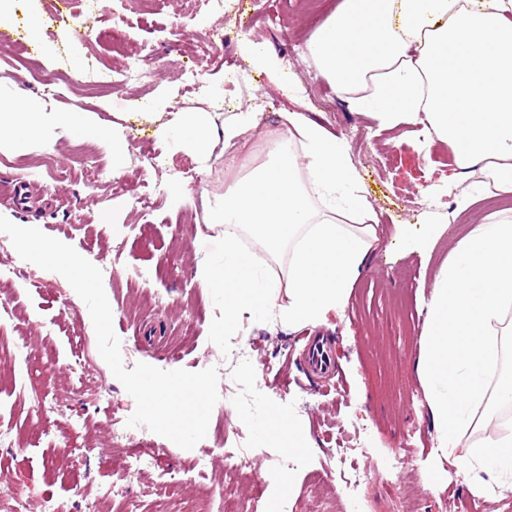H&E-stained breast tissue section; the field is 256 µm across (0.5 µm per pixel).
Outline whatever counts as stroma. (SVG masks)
Here are the masks:
<instances>
[{
    "instance_id": "35a3bbf8",
    "label": "stroma",
    "mask_w": 512,
    "mask_h": 512,
    "mask_svg": "<svg viewBox=\"0 0 512 512\" xmlns=\"http://www.w3.org/2000/svg\"><path fill=\"white\" fill-rule=\"evenodd\" d=\"M341 0H224L213 12L206 0H166L160 9L136 8L126 0H14L9 25L16 39L41 61L0 54V97L27 92L44 112H90L98 131L87 136L58 132L26 148L0 144V215L31 224L71 245L103 273L113 328L126 368L144 362L163 370H218L219 400L206 437L185 450L144 427L115 436V417H130L136 403L99 354L92 319L60 274L20 258L0 233V264L21 267L26 279L0 282V512H12L11 491L27 485L28 512H198L209 503L223 512L215 488L234 498L240 512H266L283 478L293 487L280 512H512V495H477L459 459L467 445L490 433L475 416L455 456L438 453V433L416 369L425 302L451 251L476 225L512 217V205L494 207L477 198L456 201L461 185H449L451 146L420 141L416 126L384 128L359 112L364 87L340 93L307 54L309 37ZM79 14L86 37L53 25L61 8ZM43 22L30 38L33 15ZM241 30L203 67L204 93L183 87L179 74L191 66L190 45L210 40L212 28ZM117 32L111 40L109 32ZM265 42L279 59H291L305 89V113L344 138L372 205L377 240L346 306L322 327L289 328L243 320L237 335L224 333V300L197 277L203 257L213 256L224 227L208 223L203 199H215L265 163L284 130L281 111L295 110L276 83L254 69L242 53L244 40ZM157 55L140 77L125 76L128 58L144 44ZM80 66H73V59ZM239 59L230 70V59ZM53 94H46V87ZM272 100L259 129L232 146L216 143L202 158L155 133L145 118L151 102L164 112H208L223 124ZM127 141L129 159L119 175L125 190L114 193L112 143ZM164 155L170 165L153 167ZM94 162L103 179L87 175ZM196 170V183L180 172ZM182 187L184 204L170 201ZM149 196L150 212L132 208L133 195ZM113 213L123 226L114 236L96 212ZM439 225L424 252H402L394 243L401 224ZM163 268L162 278L143 283L144 272ZM323 332L336 346L339 373L310 376L301 360L308 336ZM91 366L84 377L80 362ZM307 429L311 448L288 457L281 441L262 439L258 425L269 408ZM357 450L338 468V444ZM248 458L252 478L226 462L225 449ZM153 454L152 466L130 473L128 456ZM401 469H394V460ZM170 482L159 488L156 474ZM358 480L359 491L347 484Z\"/></svg>"
}]
</instances>
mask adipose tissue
I'll return each instance as SVG.
<instances>
[{"mask_svg": "<svg viewBox=\"0 0 512 512\" xmlns=\"http://www.w3.org/2000/svg\"><path fill=\"white\" fill-rule=\"evenodd\" d=\"M308 54L339 91L369 82L358 111L380 126L420 127L454 149L465 172L512 191V0H342L310 37ZM270 159L224 197L207 203L208 221L224 227V262L197 273L224 296V333L243 317L299 327L326 323L343 308L365 270L375 230L347 142L301 112ZM49 128L88 131L83 112H40L21 93L0 99V142L27 145ZM207 112L157 126L163 138L210 153ZM250 236L273 257H287L288 279L259 275ZM512 335V219L477 225L452 251L432 287L417 365L429 411L448 453L482 407L487 422L512 407V369L500 364ZM476 445L463 464L479 494L512 492V422ZM261 435L287 439L307 454L300 422L279 411Z\"/></svg>", "mask_w": 512, "mask_h": 512, "instance_id": "1", "label": "adipose tissue"}]
</instances>
